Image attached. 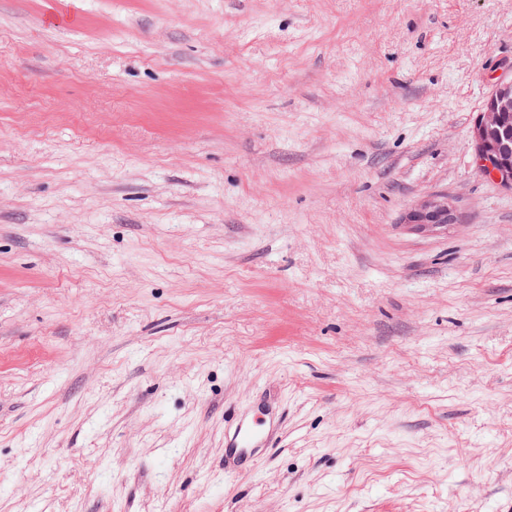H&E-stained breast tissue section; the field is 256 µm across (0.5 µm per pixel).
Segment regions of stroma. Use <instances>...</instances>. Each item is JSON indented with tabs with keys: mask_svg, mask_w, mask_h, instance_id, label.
I'll use <instances>...</instances> for the list:
<instances>
[{
	"mask_svg": "<svg viewBox=\"0 0 512 512\" xmlns=\"http://www.w3.org/2000/svg\"><path fill=\"white\" fill-rule=\"evenodd\" d=\"M505 64L512 0H0V512H512ZM478 168L512 191V66L485 97L470 129ZM452 211L445 195H437L424 200L409 215V223L420 229L444 227L450 223ZM270 439V428H258V423L254 420L241 417L233 432L224 438V453L240 465L254 462L259 448L266 447Z\"/></svg>",
	"mask_w": 512,
	"mask_h": 512,
	"instance_id": "1",
	"label": "stroma"
}]
</instances>
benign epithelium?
Returning a JSON list of instances; mask_svg holds the SVG:
<instances>
[{
	"instance_id": "7a95c632",
	"label": "benign epithelium",
	"mask_w": 512,
	"mask_h": 512,
	"mask_svg": "<svg viewBox=\"0 0 512 512\" xmlns=\"http://www.w3.org/2000/svg\"><path fill=\"white\" fill-rule=\"evenodd\" d=\"M470 135L478 168L512 191V69L502 72L483 100ZM451 219L445 195L424 200L409 215V223L420 229L444 227Z\"/></svg>"
}]
</instances>
